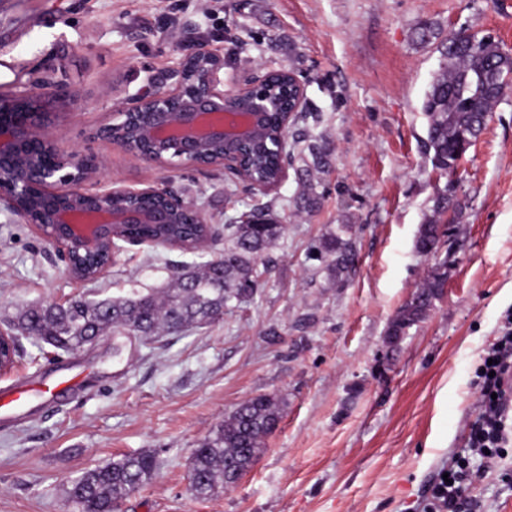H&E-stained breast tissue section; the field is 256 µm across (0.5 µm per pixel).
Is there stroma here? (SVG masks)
I'll return each mask as SVG.
<instances>
[{
	"label": "stroma",
	"mask_w": 512,
	"mask_h": 512,
	"mask_svg": "<svg viewBox=\"0 0 512 512\" xmlns=\"http://www.w3.org/2000/svg\"><path fill=\"white\" fill-rule=\"evenodd\" d=\"M464 30L512 54V0H0V90L39 79L73 92L53 117L59 145L103 161L99 181L186 189L224 225L269 208L286 231L264 255L256 292L223 320L150 346L104 335L55 355L20 338L0 391L32 389L0 412V512H76L68 483L123 453L151 451L153 480L120 512H419L438 474L463 455L476 417L473 371L512 310V93L488 118L454 173L441 176L424 144L425 95L440 64L435 44ZM217 49L224 76L290 68L306 105L288 129L286 181L255 194L222 168L160 170L97 130L115 107L170 70L194 45ZM328 167L307 173V144ZM318 203L301 205L304 182ZM454 185L462 206L434 257L418 254L421 224ZM348 225L356 262L329 283L310 245ZM224 254L131 246L97 281L69 277L31 225L0 212V323L22 306L159 288L177 265ZM448 279L429 315L398 347L388 327L438 262ZM121 355H113V345ZM275 393L277 430L233 488L194 498L190 459L240 402ZM478 512H512V480L488 472Z\"/></svg>",
	"instance_id": "stroma-1"
}]
</instances>
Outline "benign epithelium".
I'll return each mask as SVG.
<instances>
[{"label":"benign epithelium","mask_w":512,"mask_h":512,"mask_svg":"<svg viewBox=\"0 0 512 512\" xmlns=\"http://www.w3.org/2000/svg\"><path fill=\"white\" fill-rule=\"evenodd\" d=\"M140 91L112 113L101 134L126 153L158 169L178 165L222 167L245 186L262 194L287 178V138L280 143V173L274 183L245 175L237 150L261 143L268 123L288 132L305 102V87L285 66L224 89V58L202 46L184 55L163 76L149 78ZM60 93L42 85L0 93V208L38 228L55 248L72 279L73 252L96 250L104 233L115 239L119 228L137 224H173L190 214L210 228L206 249L218 236L207 214L191 199L169 187L148 184L127 187L118 182L101 192L85 189L101 177L96 156L61 148L50 132ZM126 244H156L124 236L111 244L98 279L115 264ZM19 338L0 328V373L14 362Z\"/></svg>","instance_id":"1"}]
</instances>
